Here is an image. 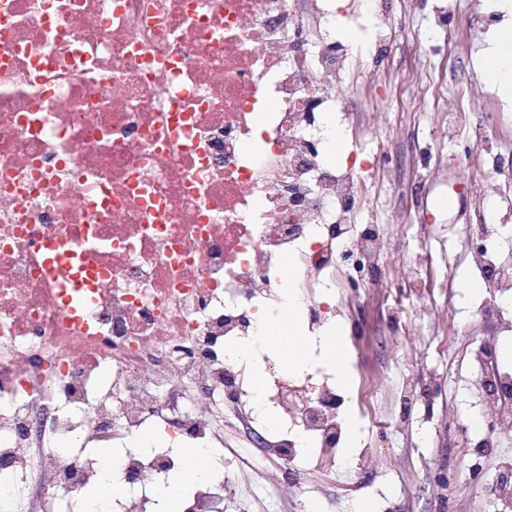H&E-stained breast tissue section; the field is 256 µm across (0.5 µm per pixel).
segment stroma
Listing matches in <instances>:
<instances>
[{
    "mask_svg": "<svg viewBox=\"0 0 512 512\" xmlns=\"http://www.w3.org/2000/svg\"><path fill=\"white\" fill-rule=\"evenodd\" d=\"M330 0L332 22L308 21L309 50L352 29L348 69L328 88L352 112L337 114L343 163L360 172L351 204L355 233L374 232L384 264L340 293L319 291L344 330L347 381L337 387L348 431L334 466L284 464L255 444L233 402L224 404V443L211 461L224 469L225 512H501L512 493V417L494 408L466 359L492 343L495 364L512 373V329L484 312L492 288L480 280L478 225L493 233L502 265H512V222L496 206L512 194V102L485 80L481 57L512 24V0ZM488 132L476 141L474 124ZM420 284L407 294L403 278ZM371 396L370 407L357 399ZM492 437L484 453L475 444Z\"/></svg>",
    "mask_w": 512,
    "mask_h": 512,
    "instance_id": "1",
    "label": "stroma"
}]
</instances>
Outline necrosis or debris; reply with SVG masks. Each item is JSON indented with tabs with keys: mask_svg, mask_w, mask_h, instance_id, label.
Returning a JSON list of instances; mask_svg holds the SVG:
<instances>
[{
	"mask_svg": "<svg viewBox=\"0 0 512 512\" xmlns=\"http://www.w3.org/2000/svg\"><path fill=\"white\" fill-rule=\"evenodd\" d=\"M294 0H0V503L57 512L102 484L86 446L117 448L111 512H157L185 461L130 439L154 427L201 448L214 412L255 390L278 411L272 450L341 433L336 390L300 389L232 345L284 315L280 287L337 257L374 265L373 234L336 215L357 188L309 132L343 56L306 50ZM74 253L94 281L77 316L45 266ZM226 480L182 512H224Z\"/></svg>",
	"mask_w": 512,
	"mask_h": 512,
	"instance_id": "obj_1",
	"label": "necrosis or debris"
}]
</instances>
